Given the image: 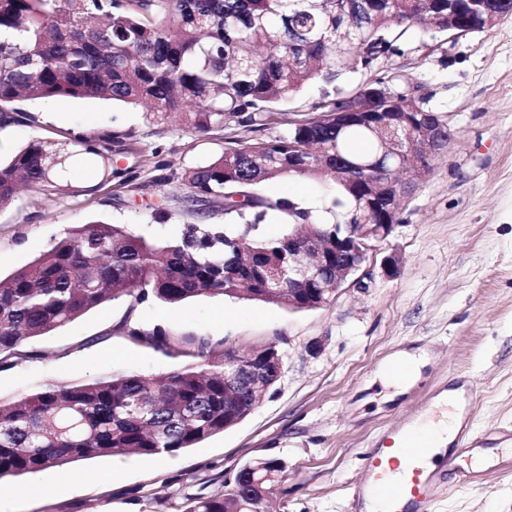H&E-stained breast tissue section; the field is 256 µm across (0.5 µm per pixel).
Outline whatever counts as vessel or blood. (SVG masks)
Wrapping results in <instances>:
<instances>
[{
  "instance_id": "b4317fda",
  "label": "vessel or blood",
  "mask_w": 512,
  "mask_h": 512,
  "mask_svg": "<svg viewBox=\"0 0 512 512\" xmlns=\"http://www.w3.org/2000/svg\"><path fill=\"white\" fill-rule=\"evenodd\" d=\"M477 441L468 426L456 434L455 448L444 457L439 469L426 465L431 446L428 436L396 429L384 434L367 449L361 467L362 476L353 486L354 512H367L368 500L379 499L384 512H433L443 483L477 485L481 471L463 468L460 459L469 455Z\"/></svg>"
}]
</instances>
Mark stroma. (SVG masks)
Returning a JSON list of instances; mask_svg holds the SVG:
<instances>
[{
  "label": "stroma",
  "mask_w": 512,
  "mask_h": 512,
  "mask_svg": "<svg viewBox=\"0 0 512 512\" xmlns=\"http://www.w3.org/2000/svg\"><path fill=\"white\" fill-rule=\"evenodd\" d=\"M399 43L402 55L351 69L336 81L337 92L405 75L426 84L454 138L419 181L400 224L370 254L364 287L344 285L329 303L303 311L227 296L178 307L121 298L29 340L25 359L0 365L1 399H21L50 381L181 366L120 332L126 319L241 351L271 341L284 354V370L233 428L172 456L74 463L73 482L56 469L2 479L0 512H184L190 499L223 492L240 466L261 457L286 466L271 512H352L364 449L433 413L435 397L455 375L477 393L471 434L499 449L500 466L477 488L442 494L434 512H512V441L500 439L512 430V17L453 42L413 25ZM321 95L313 85L282 101L287 120L275 130L232 124L202 138L177 120L159 124L102 99L44 100L0 118L1 163L36 138L66 142L79 132H109L119 172L106 182L98 169L81 167L69 193L20 191L0 210V277L91 221L126 224L158 242L185 224L223 223V202L191 200L186 170L228 142L286 131ZM390 257L400 262L392 278L384 271ZM418 348L429 351L430 363L407 393L392 397L373 372L394 352Z\"/></svg>",
  "instance_id": "35a3bbf8"
}]
</instances>
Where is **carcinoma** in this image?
Instances as JSON below:
<instances>
[{
  "label": "carcinoma",
  "mask_w": 512,
  "mask_h": 512,
  "mask_svg": "<svg viewBox=\"0 0 512 512\" xmlns=\"http://www.w3.org/2000/svg\"><path fill=\"white\" fill-rule=\"evenodd\" d=\"M512 15V0H0V112L23 101L100 98L147 107L204 135L230 124H279L283 97L331 85L357 64L402 53L398 29L461 38ZM357 98L328 97L288 133L237 143L185 173L193 199L224 201L229 224H184L156 243L124 224L71 228L33 262L0 279V363L22 358L43 336L107 302L149 299L176 305L201 295L240 297L294 310L319 307L336 287V235L344 224H397L393 199L411 196L435 152L452 141L423 86ZM362 107L365 115L354 114ZM409 123L402 159L384 151ZM112 134H79L59 144L35 139L0 166V209L19 186L65 193L72 165L94 157L112 179ZM334 186L321 205L268 199L258 188L280 178ZM277 214L284 232L264 233ZM329 255L323 285L288 279V256L309 246ZM142 344L186 358L164 375L115 373L47 383L0 401V480L105 456L174 455L235 426L266 397L224 388L234 362L224 342H178L160 325L120 324ZM227 490L193 499L185 512H254L280 482L277 458L249 462Z\"/></svg>",
  "instance_id": "cac0c4a2"
}]
</instances>
